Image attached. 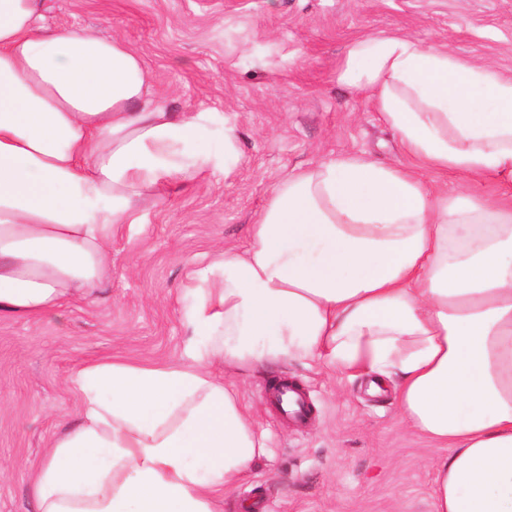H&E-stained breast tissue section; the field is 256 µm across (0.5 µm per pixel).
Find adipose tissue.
<instances>
[{
	"mask_svg": "<svg viewBox=\"0 0 512 512\" xmlns=\"http://www.w3.org/2000/svg\"><path fill=\"white\" fill-rule=\"evenodd\" d=\"M44 10L0 0V315L27 318L91 295L147 204L224 162L209 115L151 98L124 40ZM341 79L406 163L289 172L246 247L192 270L180 360L82 366L37 512H221L265 442L217 368L313 358L392 383L400 422L444 450L435 512H512V75L380 34L351 43ZM448 170L504 192L448 195L429 178Z\"/></svg>",
	"mask_w": 512,
	"mask_h": 512,
	"instance_id": "adipose-tissue-1",
	"label": "adipose tissue"
}]
</instances>
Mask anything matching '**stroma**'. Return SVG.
<instances>
[{
    "label": "stroma",
    "instance_id": "1",
    "mask_svg": "<svg viewBox=\"0 0 512 512\" xmlns=\"http://www.w3.org/2000/svg\"><path fill=\"white\" fill-rule=\"evenodd\" d=\"M45 22L123 38L145 63L152 97L173 112L212 113V143L232 129L234 151L119 235L111 278L70 301L62 319L0 317V512H35L31 478L45 442L77 421L79 368L180 357L191 270L244 247L288 172L346 152L404 161L368 93L340 79L354 39L397 32L512 72V0H47ZM281 380L302 386L309 424L271 403ZM230 381L267 450L223 512L245 502L253 512H434L430 464L441 450L400 424L392 385L373 394L366 377L311 359Z\"/></svg>",
    "mask_w": 512,
    "mask_h": 512
}]
</instances>
